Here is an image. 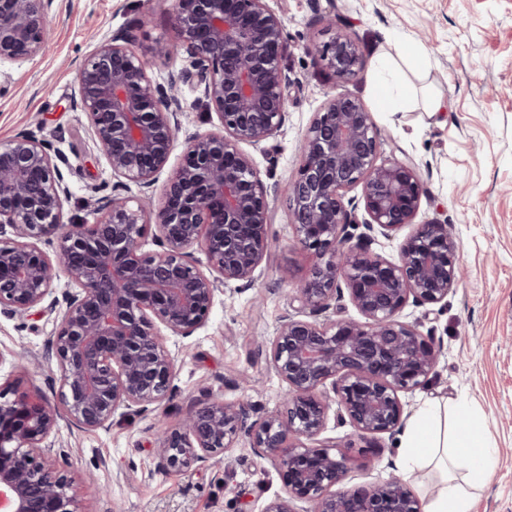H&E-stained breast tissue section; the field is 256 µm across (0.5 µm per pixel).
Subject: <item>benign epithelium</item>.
Instances as JSON below:
<instances>
[{"instance_id": "7a95c632", "label": "benign epithelium", "mask_w": 512, "mask_h": 512, "mask_svg": "<svg viewBox=\"0 0 512 512\" xmlns=\"http://www.w3.org/2000/svg\"><path fill=\"white\" fill-rule=\"evenodd\" d=\"M55 0H0V61L24 63L47 53ZM175 37L157 49L186 64L164 86L129 47L102 41L78 74L79 105L119 178L113 188L155 185L167 167L185 112L179 85L202 90L218 132L183 142L161 202L147 211L112 195L94 222H64L70 190L45 141L18 136L0 143V314H56L48 362L59 374L52 403L18 376L0 383V497L10 512H83L70 493L64 454L46 439L66 418L93 431L118 410H156L172 394L174 357L162 331L188 337L209 319L216 291L251 283L270 253L267 187L242 146L260 147L284 126L290 79L282 66L286 22L266 0H173ZM313 49L337 81L366 65L355 41L338 33ZM379 133L358 98L332 96L298 145L288 182L290 224L316 257L295 286L297 315H287L269 346L286 384L281 408L250 420L241 402H197L172 427L157 422L156 468L181 473L232 451L240 435L276 465L286 496L263 512H422L407 482L342 488L349 450L319 443L329 415L368 440L402 421L400 393L426 385L439 346L400 320L409 303L448 302L464 279L461 245L437 220L415 223L425 191L412 161L377 163ZM361 188L363 224L383 234L411 232L398 258L370 251L356 235ZM153 233H148V230ZM55 242L53 253L41 244ZM158 250L150 252L147 245ZM204 252L202 269L193 249ZM74 290L54 296L57 273ZM360 318H340L343 299ZM333 314H328V311Z\"/></svg>"}]
</instances>
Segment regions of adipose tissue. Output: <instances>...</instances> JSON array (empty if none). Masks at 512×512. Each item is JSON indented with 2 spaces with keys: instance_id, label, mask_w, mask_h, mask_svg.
<instances>
[{
  "instance_id": "obj_1",
  "label": "adipose tissue",
  "mask_w": 512,
  "mask_h": 512,
  "mask_svg": "<svg viewBox=\"0 0 512 512\" xmlns=\"http://www.w3.org/2000/svg\"><path fill=\"white\" fill-rule=\"evenodd\" d=\"M396 46V56H381L374 62L381 103L389 112H401L407 106L406 69H421L426 65L425 59L414 54L404 41H397ZM452 456L465 461L467 482L462 485L454 477H445L425 512H470L473 490L488 483L493 475L495 450L471 431L459 434L456 441H449L441 405L424 406L404 432L403 465L409 471L431 465L444 469Z\"/></svg>"
}]
</instances>
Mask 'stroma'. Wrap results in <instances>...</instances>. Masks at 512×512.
I'll list each match as a JSON object with an SVG mask.
<instances>
[{"instance_id": "stroma-1", "label": "stroma", "mask_w": 512, "mask_h": 512, "mask_svg": "<svg viewBox=\"0 0 512 512\" xmlns=\"http://www.w3.org/2000/svg\"><path fill=\"white\" fill-rule=\"evenodd\" d=\"M286 20L282 62L292 83L283 128L250 154L268 187L275 245L249 284L218 291L210 317L192 336L166 335L177 372L168 403L177 421L191 403L247 402L252 418L279 409L284 383L273 370L269 343L283 316L295 313L293 282L309 263L288 222L286 186L298 168L297 140L332 95L359 98L378 130V159L412 160L424 184L417 223L448 222L462 246L466 279L447 303L408 304L402 321L434 337L440 354L431 381L401 393L403 425L427 403L448 408V431L475 428L497 450L487 487L474 491L471 512H512V0H266ZM47 55L0 62V142L22 134L47 141L70 187L68 220H93L115 179L78 104V72L103 40L130 32L136 54L157 82L184 64L161 60L159 43L174 36L172 0H57ZM336 17L335 29L322 23ZM351 36L367 63L337 82L312 52L336 32ZM427 56L429 66L407 71L415 94L402 112H386L375 92L373 61L393 53L392 36ZM186 112L180 138L218 130L216 113L198 105V90L182 86ZM438 98L444 111L428 109ZM53 315L24 319L0 314V353L20 355L29 384L56 400L59 380L47 362ZM155 411L115 415L108 428L86 431L60 421L48 442L68 454V471L85 512H262L285 493L268 457L240 438L231 453L194 464L179 475L155 466ZM402 427L375 436L373 463H353L345 488L404 476L420 502L441 486L431 467L404 472Z\"/></svg>"}]
</instances>
